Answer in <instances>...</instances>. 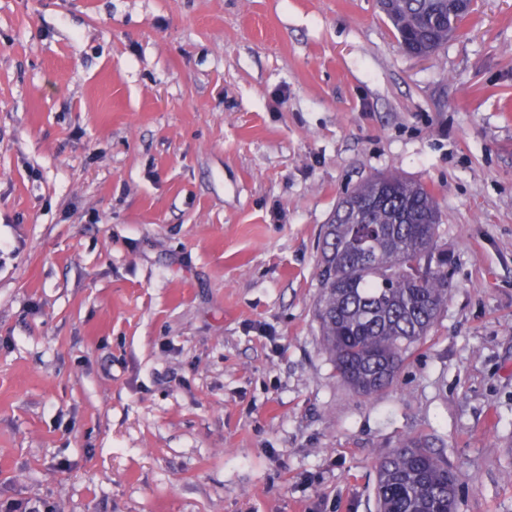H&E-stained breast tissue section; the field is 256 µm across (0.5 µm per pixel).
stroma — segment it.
I'll return each mask as SVG.
<instances>
[{"instance_id": "35a3bbf8", "label": "stroma", "mask_w": 512, "mask_h": 512, "mask_svg": "<svg viewBox=\"0 0 512 512\" xmlns=\"http://www.w3.org/2000/svg\"><path fill=\"white\" fill-rule=\"evenodd\" d=\"M427 185L453 286L396 381L337 380L319 235ZM421 439L512 512V0L435 54L378 0H0V501L377 512Z\"/></svg>"}]
</instances>
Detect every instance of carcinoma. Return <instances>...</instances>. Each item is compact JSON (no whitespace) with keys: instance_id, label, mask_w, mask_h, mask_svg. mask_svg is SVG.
<instances>
[{"instance_id":"cac0c4a2","label":"carcinoma","mask_w":512,"mask_h":512,"mask_svg":"<svg viewBox=\"0 0 512 512\" xmlns=\"http://www.w3.org/2000/svg\"><path fill=\"white\" fill-rule=\"evenodd\" d=\"M385 15L401 45L432 53L469 12L452 0H393ZM439 221L426 185L390 173L359 184L322 227L315 317L336 377L358 395L393 383L448 301ZM378 473L379 512H455L456 474L421 441L393 449Z\"/></svg>"}]
</instances>
